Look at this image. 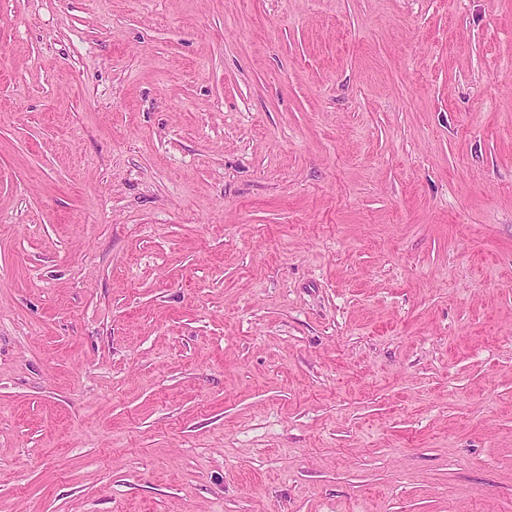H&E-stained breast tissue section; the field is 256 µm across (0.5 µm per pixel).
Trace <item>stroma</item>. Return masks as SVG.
I'll return each mask as SVG.
<instances>
[{"instance_id": "1", "label": "stroma", "mask_w": 512, "mask_h": 512, "mask_svg": "<svg viewBox=\"0 0 512 512\" xmlns=\"http://www.w3.org/2000/svg\"><path fill=\"white\" fill-rule=\"evenodd\" d=\"M0 512H512V0H0Z\"/></svg>"}]
</instances>
